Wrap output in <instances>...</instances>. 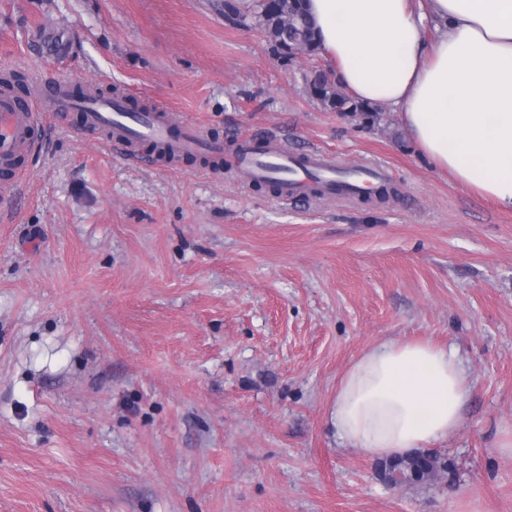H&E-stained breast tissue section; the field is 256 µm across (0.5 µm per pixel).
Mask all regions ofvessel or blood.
<instances>
[{
    "label": "vessel or blood",
    "mask_w": 512,
    "mask_h": 512,
    "mask_svg": "<svg viewBox=\"0 0 512 512\" xmlns=\"http://www.w3.org/2000/svg\"><path fill=\"white\" fill-rule=\"evenodd\" d=\"M34 103L50 112L82 109L86 128L105 132L107 143L115 146L152 142L181 155L224 151L222 143L208 140L196 126L173 123L165 109L156 107L133 116L127 114L124 103L119 101L81 102L70 96L69 85L65 82L56 83L48 97H35ZM33 121L34 114L29 106L11 95L0 94V156L32 149L30 129ZM235 173L238 181L244 184L281 179L280 195L286 199L301 190L328 197L340 192L344 197L354 198L363 195L368 187L389 179L388 172L379 166L338 172L335 163L322 153L314 151L301 158L284 151L280 141L275 139L260 149L251 139H241Z\"/></svg>",
    "instance_id": "b4317fda"
}]
</instances>
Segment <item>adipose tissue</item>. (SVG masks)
Listing matches in <instances>:
<instances>
[{"label": "adipose tissue", "instance_id": "adipose-tissue-1", "mask_svg": "<svg viewBox=\"0 0 512 512\" xmlns=\"http://www.w3.org/2000/svg\"><path fill=\"white\" fill-rule=\"evenodd\" d=\"M306 4L340 85L398 112L434 168L512 211V0ZM469 395L446 349L392 340L347 369L331 421L369 457H395L457 432Z\"/></svg>", "mask_w": 512, "mask_h": 512}]
</instances>
